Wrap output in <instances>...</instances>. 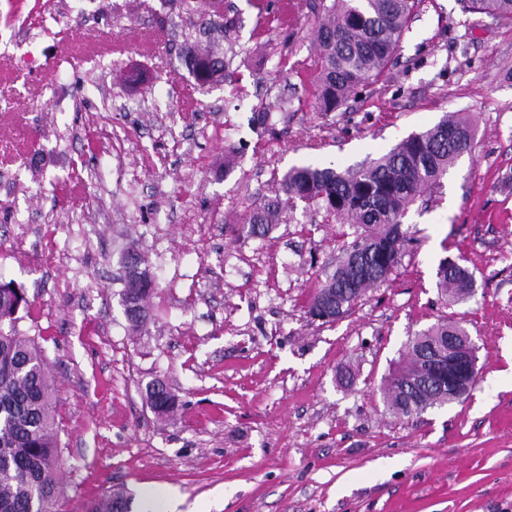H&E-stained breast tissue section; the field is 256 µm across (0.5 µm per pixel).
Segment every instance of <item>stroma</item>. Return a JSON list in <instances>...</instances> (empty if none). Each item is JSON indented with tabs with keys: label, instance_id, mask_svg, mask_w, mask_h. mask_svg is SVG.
I'll return each mask as SVG.
<instances>
[{
	"label": "stroma",
	"instance_id": "stroma-1",
	"mask_svg": "<svg viewBox=\"0 0 512 512\" xmlns=\"http://www.w3.org/2000/svg\"><path fill=\"white\" fill-rule=\"evenodd\" d=\"M224 15L227 36L160 0H0V279L25 289L20 327L56 387L63 512L106 485L132 512H512V23L423 0L386 74L325 114L303 81L317 15L292 35L248 0ZM206 33L238 55L198 89L182 55ZM281 99L286 132L258 137L252 112ZM451 112L473 122L472 154L411 208L400 265L345 318L305 305L352 228L299 209L234 238L272 173L359 164ZM131 246L158 283L141 336L118 280ZM447 256L474 273L465 303L436 287ZM447 316L479 347L474 390L391 417L384 377ZM156 376L176 423L140 393Z\"/></svg>",
	"mask_w": 512,
	"mask_h": 512
}]
</instances>
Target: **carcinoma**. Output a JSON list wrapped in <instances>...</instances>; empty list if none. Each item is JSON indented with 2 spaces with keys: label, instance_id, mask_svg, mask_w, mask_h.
Listing matches in <instances>:
<instances>
[{
  "label": "carcinoma",
  "instance_id": "carcinoma-1",
  "mask_svg": "<svg viewBox=\"0 0 512 512\" xmlns=\"http://www.w3.org/2000/svg\"><path fill=\"white\" fill-rule=\"evenodd\" d=\"M422 0H280L277 11L267 0H251L258 14L293 30L303 7L321 12L314 32L318 50L311 75L322 112H336L361 86L375 83L388 70L403 34L418 16ZM463 11L485 13L512 21V0H460ZM236 56L213 47L189 52L184 63L201 87L224 80ZM262 132L276 133L272 107L255 113ZM475 130L466 117L445 116L430 128L402 139L389 152L356 168L338 169L332 162L310 161L282 175H273L271 194L244 217L239 232L266 237L285 221L297 203L354 228L355 239L343 250L332 271L325 273L310 295L306 313L333 322L349 314L368 292L388 281L401 263L410 240L404 218L424 189L440 184L448 168L472 153ZM121 301L131 300L143 311L128 317L130 328L144 331L151 320L148 299L157 282L141 253L127 251ZM474 275L456 260L437 269V288L452 303L472 297ZM31 303L13 282L0 281V512H59L64 495V470L56 396L48 361L34 336L19 330L20 310ZM468 335L462 321L443 318L408 336L405 353L383 388L385 411L410 419L440 407L471 390L476 379L461 384L448 372H432L427 358L445 355L447 337ZM149 408L173 421L177 395L160 377L145 386ZM132 493L106 487L87 512H131Z\"/></svg>",
  "mask_w": 512,
  "mask_h": 512
}]
</instances>
